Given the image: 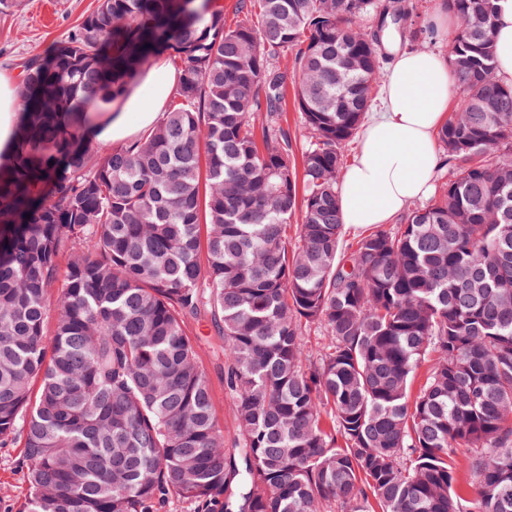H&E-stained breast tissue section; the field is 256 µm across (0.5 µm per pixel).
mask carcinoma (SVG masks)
Listing matches in <instances>:
<instances>
[{"instance_id":"1","label":"carcinoma","mask_w":512,"mask_h":512,"mask_svg":"<svg viewBox=\"0 0 512 512\" xmlns=\"http://www.w3.org/2000/svg\"><path fill=\"white\" fill-rule=\"evenodd\" d=\"M497 2L446 0L463 104L438 131V196L351 243L342 149L381 82V33H405L413 4L235 0L228 27L219 0H101L50 61L24 62L22 137L0 163V445L23 439L18 512H164L175 497L191 512H512ZM169 51L173 106L93 153L80 116ZM289 87L299 155L276 123ZM203 312L230 448L185 331ZM312 325L330 340L316 355Z\"/></svg>"}]
</instances>
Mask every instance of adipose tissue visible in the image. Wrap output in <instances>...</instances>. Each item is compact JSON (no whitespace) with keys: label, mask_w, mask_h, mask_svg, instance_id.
Masks as SVG:
<instances>
[{"label":"adipose tissue","mask_w":512,"mask_h":512,"mask_svg":"<svg viewBox=\"0 0 512 512\" xmlns=\"http://www.w3.org/2000/svg\"><path fill=\"white\" fill-rule=\"evenodd\" d=\"M496 72L512 82V0H499ZM399 37L387 45V69L380 107L365 125L358 152L338 185L343 224L389 223L413 200L426 195L441 164L434 134L446 122L456 79L446 58L432 50L403 49ZM178 82L164 59L139 72L116 103L99 111L84 129L89 143L107 145L151 128ZM21 113L17 86L0 71V158L18 142Z\"/></svg>","instance_id":"ef3b65f1"}]
</instances>
